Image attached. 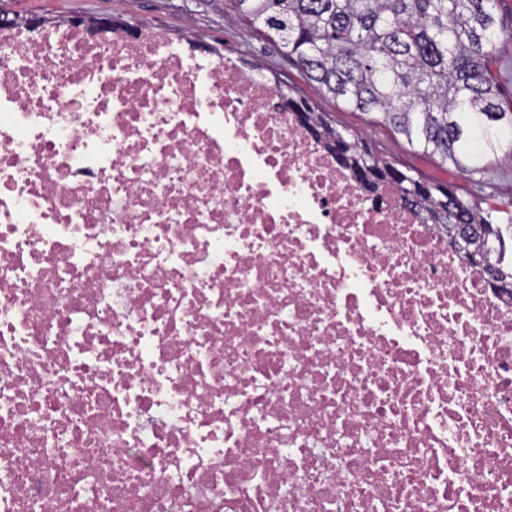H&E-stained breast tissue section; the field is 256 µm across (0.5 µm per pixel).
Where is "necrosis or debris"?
Returning a JSON list of instances; mask_svg holds the SVG:
<instances>
[{
  "label": "necrosis or debris",
  "mask_w": 512,
  "mask_h": 512,
  "mask_svg": "<svg viewBox=\"0 0 512 512\" xmlns=\"http://www.w3.org/2000/svg\"><path fill=\"white\" fill-rule=\"evenodd\" d=\"M275 98L0 28V512H512V290Z\"/></svg>",
  "instance_id": "1"
}]
</instances>
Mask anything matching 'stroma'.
<instances>
[{
  "label": "stroma",
  "instance_id": "stroma-1",
  "mask_svg": "<svg viewBox=\"0 0 512 512\" xmlns=\"http://www.w3.org/2000/svg\"><path fill=\"white\" fill-rule=\"evenodd\" d=\"M0 8L27 20L111 15L128 27L156 30L175 41L188 39L201 48L218 46L221 55L244 72L263 77L268 86L292 88L296 96L330 113L339 125L360 132L386 157L428 178L452 184L459 197L468 200L481 194L491 205L512 202V159L502 156L494 160L488 172L489 185L478 189L477 175L414 151L390 129L368 123L366 115L326 96L294 60L235 15L231 0H0Z\"/></svg>",
  "mask_w": 512,
  "mask_h": 512
}]
</instances>
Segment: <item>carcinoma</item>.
Returning a JSON list of instances; mask_svg holds the SVG:
<instances>
[{
  "instance_id": "obj_1",
  "label": "carcinoma",
  "mask_w": 512,
  "mask_h": 512,
  "mask_svg": "<svg viewBox=\"0 0 512 512\" xmlns=\"http://www.w3.org/2000/svg\"><path fill=\"white\" fill-rule=\"evenodd\" d=\"M232 2L326 94L369 116V123L390 127L410 147L471 174L501 152L512 157V108L500 104L492 74L496 66L500 76L512 75L497 55L512 40V23L498 15L499 0ZM278 105L304 113L302 126L331 155L343 146L342 168L362 171L363 192L378 196L387 185L398 188L406 206L445 231L449 243L462 236L469 264L512 289L505 240L512 234L511 207L484 208L450 185L397 167L303 98L281 92Z\"/></svg>"
}]
</instances>
